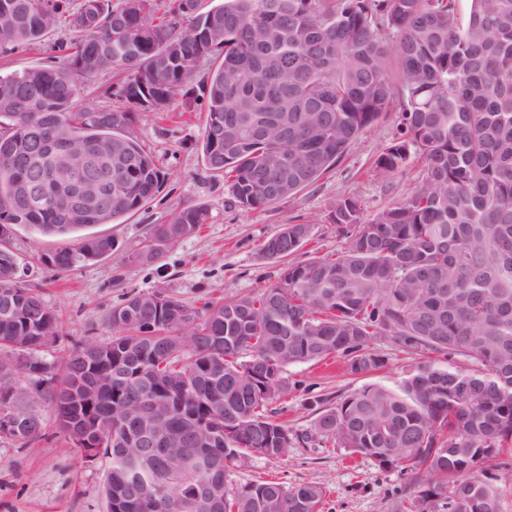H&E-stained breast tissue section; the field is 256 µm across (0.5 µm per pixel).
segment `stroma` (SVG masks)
Segmentation results:
<instances>
[{
    "instance_id": "35a3bbf8",
    "label": "stroma",
    "mask_w": 512,
    "mask_h": 512,
    "mask_svg": "<svg viewBox=\"0 0 512 512\" xmlns=\"http://www.w3.org/2000/svg\"><path fill=\"white\" fill-rule=\"evenodd\" d=\"M75 37L74 29L59 25L40 45L21 46L0 56V75L47 64L54 43ZM210 68V62H202L190 83L198 97L195 112H183L176 99L168 106V119L153 112L138 113L130 133L151 153L164 179L138 209L116 223L94 226V233L111 236L110 258L58 274L40 258L75 247L76 235L48 236L16 226L11 247L29 265L28 286L58 314L63 346L108 340L111 330L105 315L132 291H160L197 307L208 300L255 292L280 273V264L264 255L262 245L283 225L313 227V240L294 254V261L333 253L342 246L331 221L337 197L355 198L368 220L420 186L424 161L419 157L393 176L383 178L375 172V161L391 143L398 120L391 112L366 129L342 162L311 186L266 210L234 205L224 175L209 171L203 162L207 110L202 93ZM189 206L206 207L209 222L160 260L129 265V255L140 250L154 225ZM376 349L388 364L367 376L348 373L342 361L332 358L290 367L285 373L288 390L273 403L280 421L295 430L308 428L314 417L310 398L392 383L410 359L385 342L377 343ZM43 414L46 435L32 447L21 449L0 437V512H106L101 494L104 463L82 459L61 432L54 410L44 408ZM230 478L241 484L262 480L288 487L318 484L325 491L321 512H405L404 475L339 448L296 447L277 459L255 455L233 465Z\"/></svg>"
}]
</instances>
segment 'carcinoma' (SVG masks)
Returning <instances> with one entry per match:
<instances>
[{"mask_svg": "<svg viewBox=\"0 0 512 512\" xmlns=\"http://www.w3.org/2000/svg\"><path fill=\"white\" fill-rule=\"evenodd\" d=\"M13 23L0 24V50L43 38L63 21L80 33L59 47L60 59L0 77L10 107L0 105V201L14 196L28 173L26 152L48 131L82 141H122L134 160L126 200L104 217L76 224L59 197L48 209L16 200L1 224L66 235L138 209L158 191L161 171L127 129L131 109L81 105L82 84L97 69L125 74L119 97L144 112H163L176 97L195 110L186 89L199 64L213 59L204 90L206 167L224 174L237 205L265 210L285 200L276 192L271 159L294 157L293 196L333 169L351 144L383 115L400 112L398 135L377 158L388 177L419 156L423 182L407 198L368 221L358 201L336 199L331 213L341 250L282 268L254 293L197 308L164 296L161 306L131 293L106 314L112 331L98 351V372L112 384L95 408L103 417L138 396L139 385L163 389L195 378L190 397L173 405L172 435L196 424L219 440L204 450L175 449L170 469L137 455L104 450V497L147 487V501L126 512H209L195 487L209 483L219 512H319L324 492L314 483L287 487L252 482L229 487L233 463L253 454L268 459L290 447L335 448L411 474V512H501L509 463L487 476L483 465L512 444V0H469L466 23L458 0H224L200 11L199 0H168L170 20L153 22V0H10ZM187 20L186 29L177 20ZM383 29L398 33L392 44ZM297 104L288 126L277 122L275 98ZM208 210L186 207L156 225L150 241L177 224H205ZM297 224L279 231L263 252L280 261L310 240ZM108 235L90 234L52 253L48 266L69 272L106 259ZM15 259L0 243V290L10 288L13 311L0 306V348L23 357L39 402L87 375L89 344L60 361L46 357L61 322L41 295L11 280ZM387 341L412 359L391 384H370L320 410L294 431L269 405L286 389L291 366L328 357L365 375L386 365L372 347Z\"/></svg>", "mask_w": 512, "mask_h": 512, "instance_id": "obj_1", "label": "carcinoma"}]
</instances>
